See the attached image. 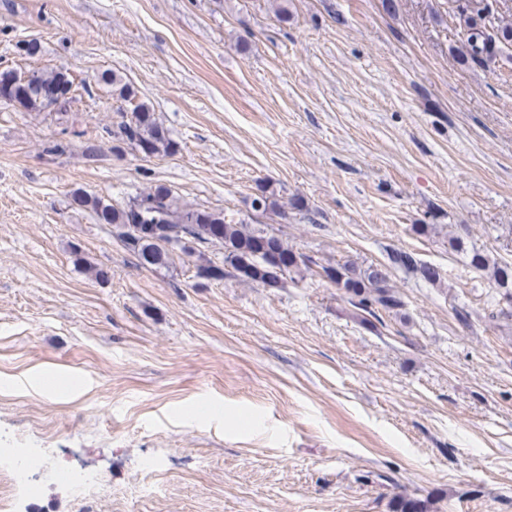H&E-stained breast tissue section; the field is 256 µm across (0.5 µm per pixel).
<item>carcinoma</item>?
Segmentation results:
<instances>
[{
    "label": "carcinoma",
    "mask_w": 512,
    "mask_h": 512,
    "mask_svg": "<svg viewBox=\"0 0 512 512\" xmlns=\"http://www.w3.org/2000/svg\"><path fill=\"white\" fill-rule=\"evenodd\" d=\"M467 13V37L461 55L466 60L478 61L490 56L495 45H512V22L502 23L487 30L479 22L492 13L489 0H473L463 7ZM69 80L60 70L32 71L30 93L18 98L0 87V101L13 104L26 111L47 110V94ZM118 96L133 105L132 118L120 127L122 140L138 152L145 150L152 155L171 154L178 150L177 142L158 123L150 107L141 102L133 103L135 92L127 87L118 89ZM77 205L90 209L102 224H113L121 229L120 236L131 251L147 266H164L169 258L167 246H174L191 239L195 242H218L224 246V264L234 275L246 282L272 286L292 270L307 265L309 259L295 253L276 235L261 229H250L245 224H231L224 214L183 206L172 191L158 185L129 199L123 205L95 196L78 195ZM450 247L465 254L468 264L487 271L503 295L512 299V263L498 262L482 249L467 246L460 238L449 240ZM393 264L415 274L419 279L437 284L443 275L431 264L420 263L413 254L395 250ZM325 277L343 291L356 316L365 325L381 320L379 311H397L404 306L402 298L389 286L386 269L369 266L362 269L353 263L323 268ZM392 512H425L424 504L407 496L393 501Z\"/></svg>",
    "instance_id": "1"
}]
</instances>
